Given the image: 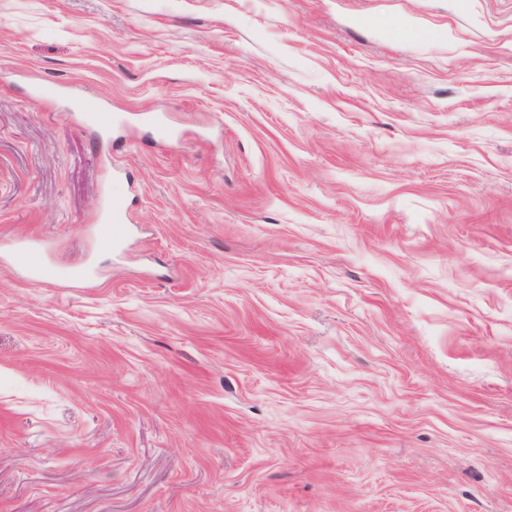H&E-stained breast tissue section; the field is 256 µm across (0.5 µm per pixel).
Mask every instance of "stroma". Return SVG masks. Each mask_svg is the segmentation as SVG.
Segmentation results:
<instances>
[{
    "label": "stroma",
    "mask_w": 512,
    "mask_h": 512,
    "mask_svg": "<svg viewBox=\"0 0 512 512\" xmlns=\"http://www.w3.org/2000/svg\"><path fill=\"white\" fill-rule=\"evenodd\" d=\"M29 237L0 512H512V0H0ZM128 209L125 204L118 202L112 208L111 225L101 231L97 239L99 249L104 251H112L115 249L124 237L128 234L129 226L127 225ZM42 252L43 249L35 241L14 244L8 250L1 247V266H16L30 277L46 281L64 280L74 287L84 286L91 280L90 265L59 269Z\"/></svg>",
    "instance_id": "1"
}]
</instances>
